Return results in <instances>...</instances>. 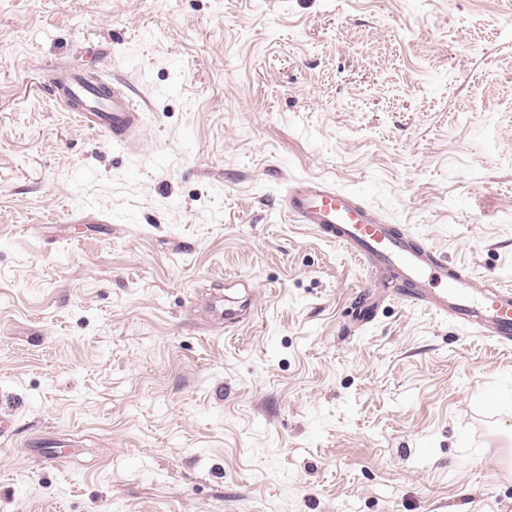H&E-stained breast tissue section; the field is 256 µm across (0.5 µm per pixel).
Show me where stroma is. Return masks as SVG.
<instances>
[{"label": "stroma", "mask_w": 512, "mask_h": 512, "mask_svg": "<svg viewBox=\"0 0 512 512\" xmlns=\"http://www.w3.org/2000/svg\"><path fill=\"white\" fill-rule=\"evenodd\" d=\"M77 61L133 147L53 105ZM298 178L512 285V0H0V512H512V348L350 328ZM51 72L50 96L66 112H72L82 127L112 142L130 143L143 110L128 84L101 71L92 74L81 66ZM245 306L243 302H239L235 299H218L212 309L213 312L219 314L220 318L224 320V324L228 326L235 325L246 318L244 314H242Z\"/></svg>", "instance_id": "stroma-1"}]
</instances>
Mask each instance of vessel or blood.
I'll use <instances>...</instances> for the list:
<instances>
[{
  "mask_svg": "<svg viewBox=\"0 0 512 512\" xmlns=\"http://www.w3.org/2000/svg\"><path fill=\"white\" fill-rule=\"evenodd\" d=\"M48 91L82 127L109 140L129 144L141 124L142 108L130 86L104 72L80 66L53 71ZM285 204L297 223L345 248L371 276L389 281L385 295L371 294L358 304L354 324L371 323L384 299H397L512 346V287L449 265L409 230L385 223L357 197L322 182H294Z\"/></svg>",
  "mask_w": 512,
  "mask_h": 512,
  "instance_id": "b4317fda",
  "label": "vessel or blood"
}]
</instances>
